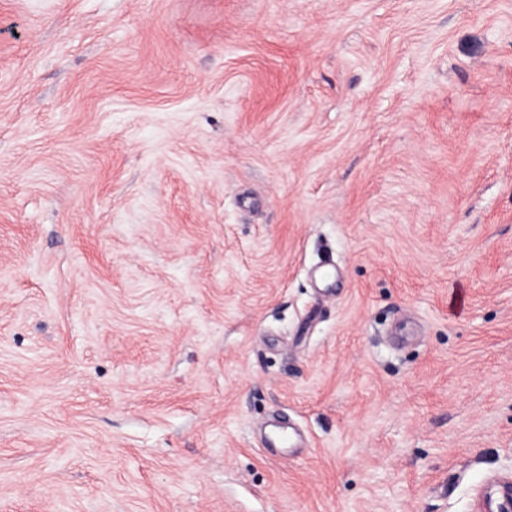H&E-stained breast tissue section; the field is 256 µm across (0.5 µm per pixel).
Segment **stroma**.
<instances>
[{
    "label": "stroma",
    "mask_w": 512,
    "mask_h": 512,
    "mask_svg": "<svg viewBox=\"0 0 512 512\" xmlns=\"http://www.w3.org/2000/svg\"><path fill=\"white\" fill-rule=\"evenodd\" d=\"M510 475L512 0H0V512Z\"/></svg>",
    "instance_id": "stroma-1"
}]
</instances>
